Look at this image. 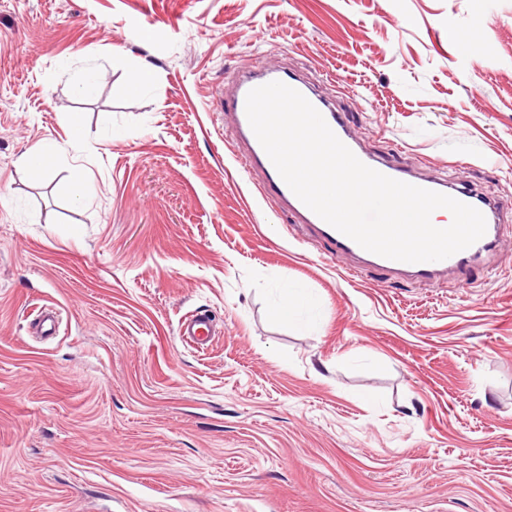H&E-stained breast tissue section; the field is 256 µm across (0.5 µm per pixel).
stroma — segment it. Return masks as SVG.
I'll use <instances>...</instances> for the list:
<instances>
[{
	"instance_id": "obj_1",
	"label": "stroma",
	"mask_w": 512,
	"mask_h": 512,
	"mask_svg": "<svg viewBox=\"0 0 512 512\" xmlns=\"http://www.w3.org/2000/svg\"><path fill=\"white\" fill-rule=\"evenodd\" d=\"M282 63L368 153L512 202V0H0V512H512V233L469 286L349 276L217 110ZM59 147L55 154L60 152ZM55 154H49L40 147L29 150L21 159L24 169L37 175H44L52 168V158ZM177 334L196 349L204 350L211 343L215 330L209 317L196 313L179 320Z\"/></svg>"
}]
</instances>
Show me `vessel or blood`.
<instances>
[{
    "label": "vessel or blood",
    "mask_w": 512,
    "mask_h": 512,
    "mask_svg": "<svg viewBox=\"0 0 512 512\" xmlns=\"http://www.w3.org/2000/svg\"><path fill=\"white\" fill-rule=\"evenodd\" d=\"M273 81L282 82L300 92L322 114L336 136L367 166L393 179L451 196L479 210L486 220L484 236L446 259L408 263L371 253L329 225L302 203L284 182L249 124L245 109L249 91ZM219 108L224 115L225 125L244 146L239 163L249 175L258 176L257 189L263 201L274 210L290 214L294 223L305 227L321 244L328 257L336 261H349L351 274L358 276L363 270L373 268L390 272L400 279L434 281L450 275L463 283L477 263L495 252L505 226L506 207L503 203L476 189L449 184L444 178L415 175L392 156L368 154L362 149L345 113L336 109L333 103L320 96L287 66L271 65L257 71L242 72L232 88L222 94ZM214 333L212 320L199 313L181 318L177 326L178 336L201 350L209 346Z\"/></svg>",
    "instance_id": "1"
}]
</instances>
